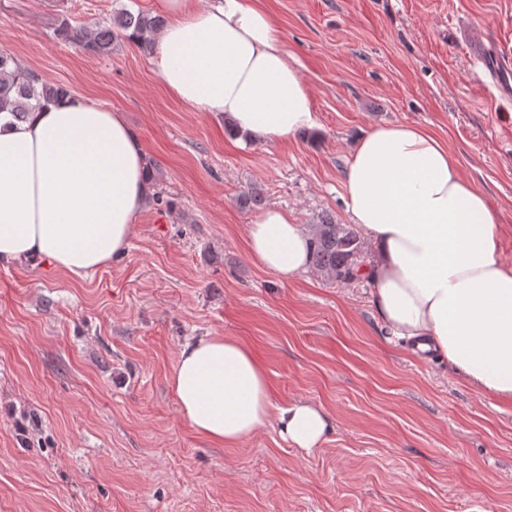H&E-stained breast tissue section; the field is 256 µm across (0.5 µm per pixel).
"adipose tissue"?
Returning <instances> with one entry per match:
<instances>
[{"label": "adipose tissue", "mask_w": 512, "mask_h": 512, "mask_svg": "<svg viewBox=\"0 0 512 512\" xmlns=\"http://www.w3.org/2000/svg\"><path fill=\"white\" fill-rule=\"evenodd\" d=\"M154 57L168 93L220 112L236 141L278 144L317 127L311 97L260 0H155ZM346 212L375 251L370 300L392 335L414 340L466 383L512 406V266L498 214L456 158L416 124L364 132L347 160ZM146 155L121 112L81 96L19 121L0 113V264L45 259L83 277L124 254L149 192ZM253 260L280 281L308 269L309 234L271 207L247 228ZM193 433L234 446L278 428L304 451L332 429L304 400L275 404L252 350L224 336L181 348L170 377Z\"/></svg>", "instance_id": "obj_1"}]
</instances>
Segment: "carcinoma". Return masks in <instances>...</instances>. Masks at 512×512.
<instances>
[{
    "label": "carcinoma",
    "mask_w": 512,
    "mask_h": 512,
    "mask_svg": "<svg viewBox=\"0 0 512 512\" xmlns=\"http://www.w3.org/2000/svg\"><path fill=\"white\" fill-rule=\"evenodd\" d=\"M161 21L143 12L137 14L123 9L112 20L94 28L73 25L64 20L56 29L57 36L72 46L97 55L112 52V43L120 35L147 54L153 53V35ZM73 96L63 84L40 81L32 71L24 68L13 54L0 50V113L8 112L18 120L51 101H61ZM149 180L152 188L150 203L168 208L171 201L163 187L159 168L150 164ZM310 266L338 282L361 278L366 253L365 242L349 224H338L327 216L320 223L310 225Z\"/></svg>",
    "instance_id": "cac0c4a2"
}]
</instances>
